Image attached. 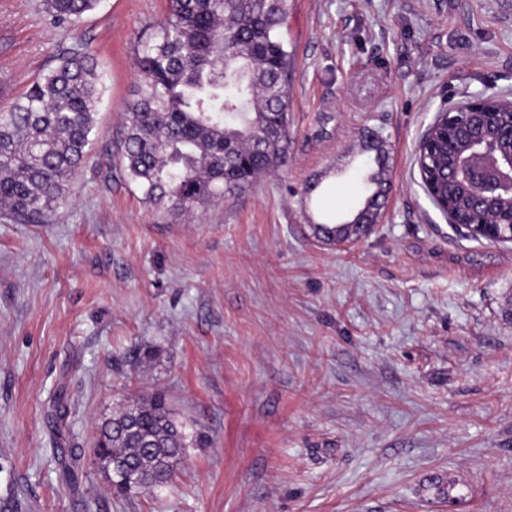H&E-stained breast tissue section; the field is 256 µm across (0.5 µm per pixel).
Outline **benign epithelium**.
I'll return each instance as SVG.
<instances>
[{
	"mask_svg": "<svg viewBox=\"0 0 512 512\" xmlns=\"http://www.w3.org/2000/svg\"><path fill=\"white\" fill-rule=\"evenodd\" d=\"M432 142L434 157L448 165L458 193L442 202L448 219L468 235L495 244L512 243V206L502 207L501 190L512 189V101L473 96L461 105L437 114ZM353 236L334 242L338 248L370 237L377 225L356 223Z\"/></svg>",
	"mask_w": 512,
	"mask_h": 512,
	"instance_id": "7a95c632",
	"label": "benign epithelium"
}]
</instances>
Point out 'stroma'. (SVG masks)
Here are the masks:
<instances>
[{
    "instance_id": "obj_1",
    "label": "stroma",
    "mask_w": 512,
    "mask_h": 512,
    "mask_svg": "<svg viewBox=\"0 0 512 512\" xmlns=\"http://www.w3.org/2000/svg\"><path fill=\"white\" fill-rule=\"evenodd\" d=\"M40 3L0 0L5 99L80 39L105 93L54 223L0 212V512H512V244L457 236L415 165L437 112L512 100V0H288L290 163L191 222L116 165L166 0H102L72 31ZM373 135L383 220L321 245L313 222L364 201ZM159 388L202 437L170 486L113 497L95 425Z\"/></svg>"
}]
</instances>
